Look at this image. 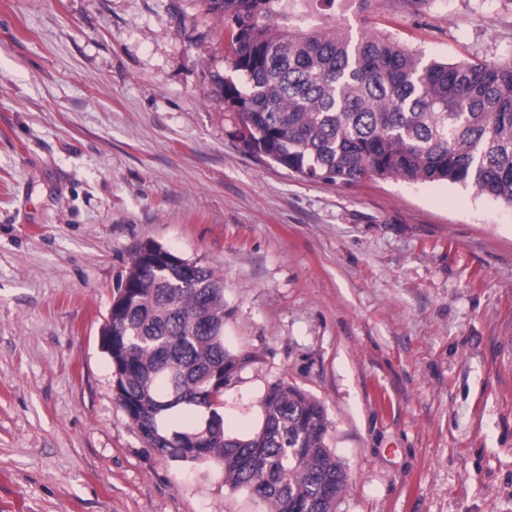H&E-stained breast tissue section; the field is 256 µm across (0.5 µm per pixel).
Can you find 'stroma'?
<instances>
[{
	"label": "stroma",
	"instance_id": "obj_1",
	"mask_svg": "<svg viewBox=\"0 0 512 512\" xmlns=\"http://www.w3.org/2000/svg\"><path fill=\"white\" fill-rule=\"evenodd\" d=\"M327 22L512 57V0ZM202 0H0V507L267 512L146 447L101 347L152 240L224 277V430L284 381L325 407L336 512H512V208L448 182L299 179L235 138Z\"/></svg>",
	"mask_w": 512,
	"mask_h": 512
}]
</instances>
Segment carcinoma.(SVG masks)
I'll list each match as a JSON object with an SVG mask.
<instances>
[{
	"label": "carcinoma",
	"mask_w": 512,
	"mask_h": 512,
	"mask_svg": "<svg viewBox=\"0 0 512 512\" xmlns=\"http://www.w3.org/2000/svg\"><path fill=\"white\" fill-rule=\"evenodd\" d=\"M224 22L236 76L213 77L237 139L307 181L448 182L512 207V57L441 62L382 33L294 23L336 0H203ZM101 336L115 399L148 447L211 462L270 512H336L348 474L323 405L286 382L238 438L218 408L240 359L224 346V279L148 240L116 287ZM203 408L208 416L190 422Z\"/></svg>",
	"instance_id": "1"
}]
</instances>
